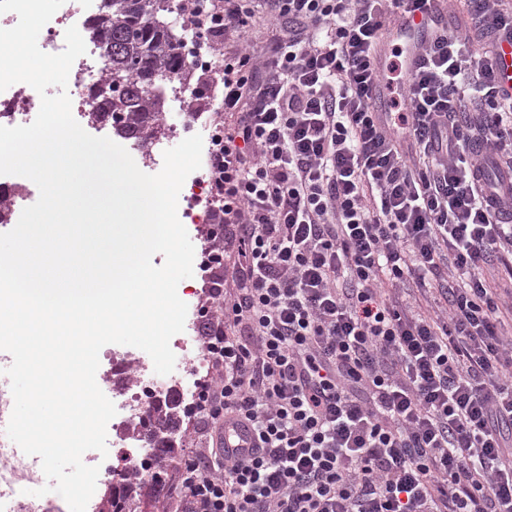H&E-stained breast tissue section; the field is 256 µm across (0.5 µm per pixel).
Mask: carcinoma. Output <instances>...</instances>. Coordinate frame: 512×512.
Returning a JSON list of instances; mask_svg holds the SVG:
<instances>
[{"mask_svg":"<svg viewBox=\"0 0 512 512\" xmlns=\"http://www.w3.org/2000/svg\"><path fill=\"white\" fill-rule=\"evenodd\" d=\"M105 12L89 27L98 40L107 66V85L121 80L112 90V109L102 113L112 121L114 132L136 142L150 139L156 131L157 113L163 108V84L186 70L183 54L185 28L166 20L171 0H103ZM176 407L160 409L142 422L144 436L176 426ZM132 495L126 488L106 498L102 512H129Z\"/></svg>","mask_w":512,"mask_h":512,"instance_id":"obj_1","label":"carcinoma"}]
</instances>
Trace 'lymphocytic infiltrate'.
<instances>
[{
  "label": "lymphocytic infiltrate",
  "instance_id": "1",
  "mask_svg": "<svg viewBox=\"0 0 512 512\" xmlns=\"http://www.w3.org/2000/svg\"><path fill=\"white\" fill-rule=\"evenodd\" d=\"M266 58L239 44L250 0H197L224 37L208 150L209 366L186 409L177 512H512V93L497 61L438 29L379 64L389 16L433 0H263ZM490 39L503 0H470ZM403 107L381 116L387 73ZM427 159L413 170L406 154ZM417 283L445 318L390 288Z\"/></svg>",
  "mask_w": 512,
  "mask_h": 512
}]
</instances>
